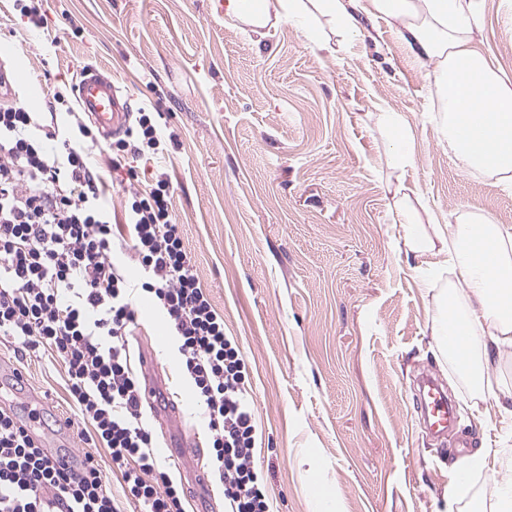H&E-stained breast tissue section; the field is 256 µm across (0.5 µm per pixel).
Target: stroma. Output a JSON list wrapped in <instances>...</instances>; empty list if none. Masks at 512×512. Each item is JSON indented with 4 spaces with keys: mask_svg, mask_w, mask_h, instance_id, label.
<instances>
[{
    "mask_svg": "<svg viewBox=\"0 0 512 512\" xmlns=\"http://www.w3.org/2000/svg\"><path fill=\"white\" fill-rule=\"evenodd\" d=\"M44 27L0 0V64L23 71L18 99L47 111L56 90L89 65L111 76L132 108L156 104L174 139L144 174L108 168L107 141L93 150L121 212L152 171L173 184L172 210L224 331L237 339L262 433L255 464L273 512H468L473 496L495 500L512 470L456 473L480 446L512 448V418L433 342L435 297L456 271L443 258L396 247L384 153L396 138L378 115L397 113L418 188L434 219L458 210L512 225V183L460 161L448 143L435 63H419L400 20L363 19L336 54L312 48L281 19L243 29L213 16L209 0H44ZM474 46L512 81V0H482ZM129 345L142 372L153 358L164 379L157 411L178 408L194 437L188 453L158 457L187 491L188 512H224L211 471L208 432L175 344L148 298ZM440 375L457 418L448 437L418 420L410 383L420 369ZM28 388L47 422L68 415L65 371L50 354L28 358Z\"/></svg>",
    "mask_w": 512,
    "mask_h": 512,
    "instance_id": "stroma-1",
    "label": "stroma"
}]
</instances>
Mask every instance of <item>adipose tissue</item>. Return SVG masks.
Instances as JSON below:
<instances>
[{"mask_svg":"<svg viewBox=\"0 0 512 512\" xmlns=\"http://www.w3.org/2000/svg\"><path fill=\"white\" fill-rule=\"evenodd\" d=\"M476 0H265L266 12L299 25L315 48L328 41L321 23L343 34L358 31L362 17L383 14L402 19V38L416 59L437 62L435 85L443 97L445 129L456 155L490 172L512 174V84L503 81L474 48L469 37ZM398 226L397 246L405 253H436L458 272L456 290L441 292L439 304L465 295L471 307L440 315L430 333L446 348L451 324H462L479 342L472 363L492 360L512 346V226L495 223L486 214L460 213L445 224L425 225L405 186H397L389 205ZM485 243L476 254L463 249L465 240Z\"/></svg>","mask_w":512,"mask_h":512,"instance_id":"ef3b65f1","label":"adipose tissue"}]
</instances>
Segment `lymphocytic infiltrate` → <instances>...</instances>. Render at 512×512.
I'll return each instance as SVG.
<instances>
[{
    "label": "lymphocytic infiltrate",
    "instance_id": "lymphocytic-infiltrate-1",
    "mask_svg": "<svg viewBox=\"0 0 512 512\" xmlns=\"http://www.w3.org/2000/svg\"><path fill=\"white\" fill-rule=\"evenodd\" d=\"M160 112L141 108L112 157H163ZM74 120L43 131L40 113L0 104V338L20 351H50L67 377V426L109 449L135 512H185L184 490L162 470L144 417L141 385L128 362L135 298L152 297L177 343L181 367L204 408L214 473L227 512H272L254 463L259 429L237 340L203 287L157 176L115 218L102 200L87 142ZM133 249L138 281L114 260L116 241ZM43 408L26 417L0 409V512H118L92 456L64 470L33 441Z\"/></svg>",
    "mask_w": 512,
    "mask_h": 512
}]
</instances>
